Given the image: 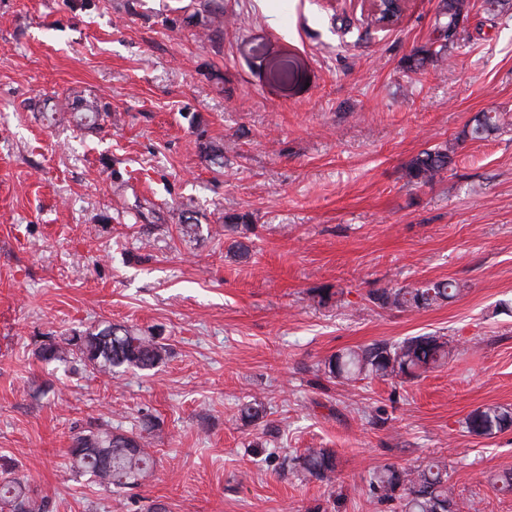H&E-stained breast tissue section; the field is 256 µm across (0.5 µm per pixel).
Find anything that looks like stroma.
<instances>
[{
	"mask_svg": "<svg viewBox=\"0 0 512 512\" xmlns=\"http://www.w3.org/2000/svg\"><path fill=\"white\" fill-rule=\"evenodd\" d=\"M191 2L0 0V469L54 512H392L370 472L441 459L459 512H512L493 485L512 429L464 427L512 407V0L471 7L417 73L439 0H405L384 28L361 0H223L216 28L204 12L183 23ZM79 99L109 117L76 124ZM490 111L506 130L408 183L412 155ZM244 213L256 229L237 261L224 220ZM438 279L462 294L420 311L367 299ZM108 323L164 336L168 355L113 378L35 354L39 337ZM419 335L448 338V365L402 383L320 371ZM253 399L266 416L241 421ZM144 419L156 466L139 487L71 470L74 434ZM307 448L335 449L333 487L266 457ZM469 433L489 437L512 428V408L503 405H485L471 411L465 418Z\"/></svg>",
	"mask_w": 512,
	"mask_h": 512,
	"instance_id": "35a3bbf8",
	"label": "stroma"
}]
</instances>
